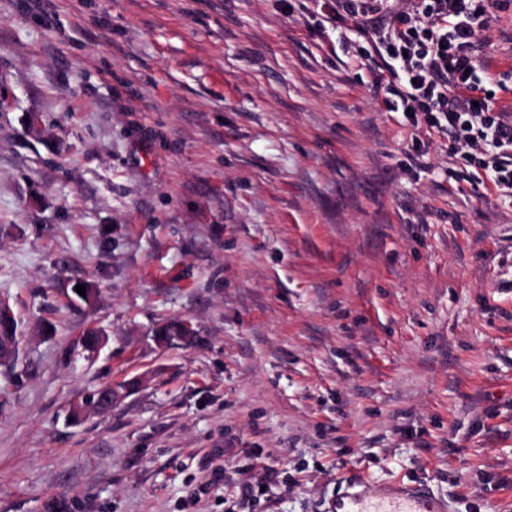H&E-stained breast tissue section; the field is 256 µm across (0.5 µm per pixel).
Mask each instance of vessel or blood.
I'll return each instance as SVG.
<instances>
[{"label": "vessel or blood", "instance_id": "b4317fda", "mask_svg": "<svg viewBox=\"0 0 512 512\" xmlns=\"http://www.w3.org/2000/svg\"><path fill=\"white\" fill-rule=\"evenodd\" d=\"M345 489L332 499L330 512H451L448 499L424 483L394 482L379 490L366 486L362 475L344 477Z\"/></svg>", "mask_w": 512, "mask_h": 512}]
</instances>
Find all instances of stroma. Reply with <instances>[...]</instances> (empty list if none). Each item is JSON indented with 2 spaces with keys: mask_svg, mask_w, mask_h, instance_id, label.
<instances>
[{
  "mask_svg": "<svg viewBox=\"0 0 512 512\" xmlns=\"http://www.w3.org/2000/svg\"><path fill=\"white\" fill-rule=\"evenodd\" d=\"M482 37L512 121V0ZM364 47L328 0H0V512H328L355 471L512 512V199Z\"/></svg>",
  "mask_w": 512,
  "mask_h": 512,
  "instance_id": "1",
  "label": "stroma"
}]
</instances>
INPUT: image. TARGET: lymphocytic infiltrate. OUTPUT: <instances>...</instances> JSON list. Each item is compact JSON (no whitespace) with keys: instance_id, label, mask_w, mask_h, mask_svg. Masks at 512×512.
I'll return each mask as SVG.
<instances>
[{"instance_id":"obj_1","label":"lymphocytic infiltrate","mask_w":512,"mask_h":512,"mask_svg":"<svg viewBox=\"0 0 512 512\" xmlns=\"http://www.w3.org/2000/svg\"><path fill=\"white\" fill-rule=\"evenodd\" d=\"M491 0H416L414 9L377 15L370 0H334L332 19L354 25L381 65L373 91L386 111L448 135L461 170L488 176L512 194V122L486 96L476 52Z\"/></svg>"}]
</instances>
